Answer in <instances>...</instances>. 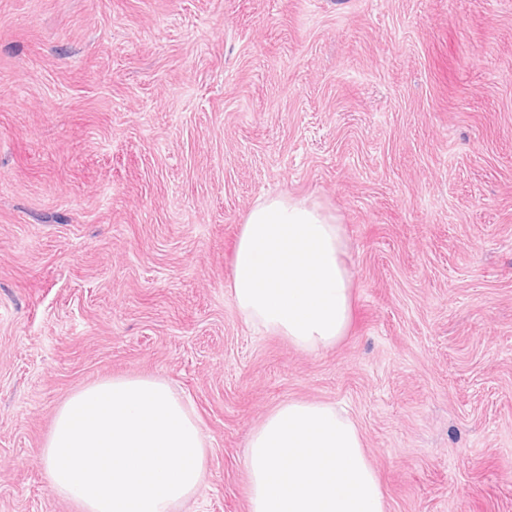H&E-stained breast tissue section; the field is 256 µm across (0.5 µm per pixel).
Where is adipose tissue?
<instances>
[{
  "instance_id": "adipose-tissue-1",
  "label": "adipose tissue",
  "mask_w": 512,
  "mask_h": 512,
  "mask_svg": "<svg viewBox=\"0 0 512 512\" xmlns=\"http://www.w3.org/2000/svg\"><path fill=\"white\" fill-rule=\"evenodd\" d=\"M344 228L304 199H258L244 218L229 294L240 316L305 352L347 336L354 305ZM249 512H386L357 424L333 403L280 404L250 436Z\"/></svg>"
}]
</instances>
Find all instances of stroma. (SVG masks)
Here are the masks:
<instances>
[{
    "label": "stroma",
    "instance_id": "35a3bbf8",
    "mask_svg": "<svg viewBox=\"0 0 512 512\" xmlns=\"http://www.w3.org/2000/svg\"><path fill=\"white\" fill-rule=\"evenodd\" d=\"M281 194L345 228L329 350L227 290ZM113 376L195 408L177 512H248L292 399L348 410L387 512H512V0H0V512H77L43 443Z\"/></svg>",
    "mask_w": 512,
    "mask_h": 512
}]
</instances>
